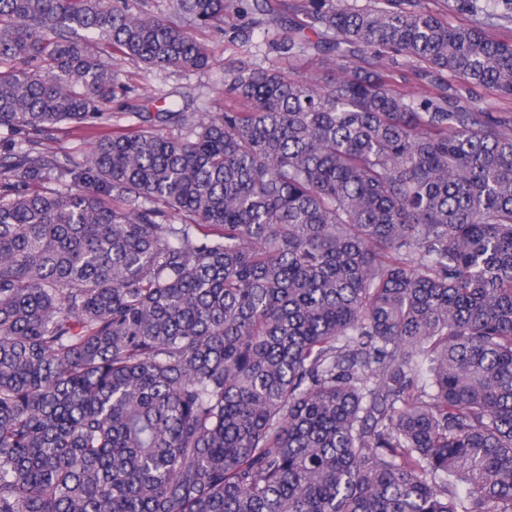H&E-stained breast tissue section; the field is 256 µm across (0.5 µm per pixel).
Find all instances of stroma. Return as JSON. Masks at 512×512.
Returning a JSON list of instances; mask_svg holds the SVG:
<instances>
[{
  "label": "stroma",
  "mask_w": 512,
  "mask_h": 512,
  "mask_svg": "<svg viewBox=\"0 0 512 512\" xmlns=\"http://www.w3.org/2000/svg\"><path fill=\"white\" fill-rule=\"evenodd\" d=\"M425 9L440 15L455 26H480L495 39L512 42V18H487L449 10L446 0H421ZM280 29L275 22H267L254 32L250 46H241L233 40L231 33L212 29L206 40L213 55L206 69L198 71L171 72L160 75L134 61L113 56L112 63L119 83L124 86L105 114L95 123L74 127L68 124L57 126L42 141L43 148L57 155H78L86 151L99 135L112 129L136 124V112L141 111L148 100L166 97L177 102H188L193 111L221 112L230 104L222 93L224 70L238 62L281 70L321 82L331 79L330 66L320 64L318 59L305 57L288 60L276 49Z\"/></svg>",
  "instance_id": "obj_1"
}]
</instances>
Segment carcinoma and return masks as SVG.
Masks as SVG:
<instances>
[{
    "label": "carcinoma",
    "mask_w": 512,
    "mask_h": 512,
    "mask_svg": "<svg viewBox=\"0 0 512 512\" xmlns=\"http://www.w3.org/2000/svg\"><path fill=\"white\" fill-rule=\"evenodd\" d=\"M174 11L0 0V512H512V113L469 103L512 43L419 0ZM264 16L336 78L243 63L224 112L38 148L117 96L104 52L200 70Z\"/></svg>",
    "instance_id": "cac0c4a2"
}]
</instances>
